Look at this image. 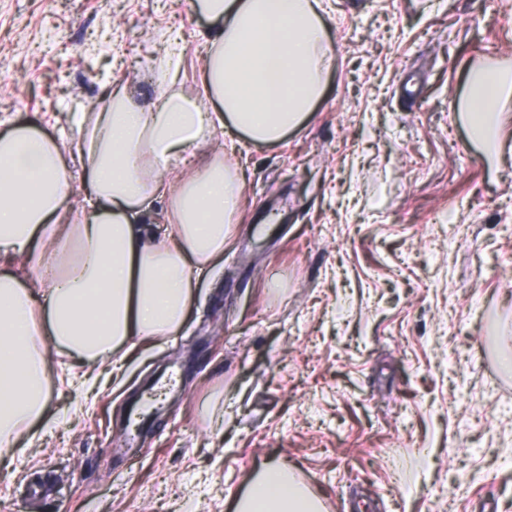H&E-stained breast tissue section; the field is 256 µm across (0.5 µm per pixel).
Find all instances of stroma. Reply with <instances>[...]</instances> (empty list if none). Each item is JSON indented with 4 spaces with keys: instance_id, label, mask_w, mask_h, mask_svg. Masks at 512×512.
Wrapping results in <instances>:
<instances>
[{
    "instance_id": "1",
    "label": "stroma",
    "mask_w": 512,
    "mask_h": 512,
    "mask_svg": "<svg viewBox=\"0 0 512 512\" xmlns=\"http://www.w3.org/2000/svg\"><path fill=\"white\" fill-rule=\"evenodd\" d=\"M336 64L271 146L211 149L242 217L173 339L120 376L49 358L44 417L0 450L6 512H230L282 460L334 512H512V100L488 144L460 103L512 67V0H324ZM192 0H0V122L56 138L81 206V136L127 85L206 106ZM429 456H421V449Z\"/></svg>"
}]
</instances>
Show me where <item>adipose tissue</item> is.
Listing matches in <instances>:
<instances>
[{
  "instance_id": "1",
  "label": "adipose tissue",
  "mask_w": 512,
  "mask_h": 512,
  "mask_svg": "<svg viewBox=\"0 0 512 512\" xmlns=\"http://www.w3.org/2000/svg\"><path fill=\"white\" fill-rule=\"evenodd\" d=\"M211 24L202 71L209 110L161 92L152 108L113 87L84 131V203L73 208L57 139L27 125L0 133V447L40 421L48 400L47 348L85 365L122 364L139 346L178 335L195 288L232 242L242 184L211 154L185 174L180 159L215 128L274 145L307 119L334 57L318 0H194ZM469 127L490 131L512 70L479 67L469 79ZM177 181H170V174ZM166 221L148 223L152 200ZM284 462L271 463L235 512H318Z\"/></svg>"
}]
</instances>
